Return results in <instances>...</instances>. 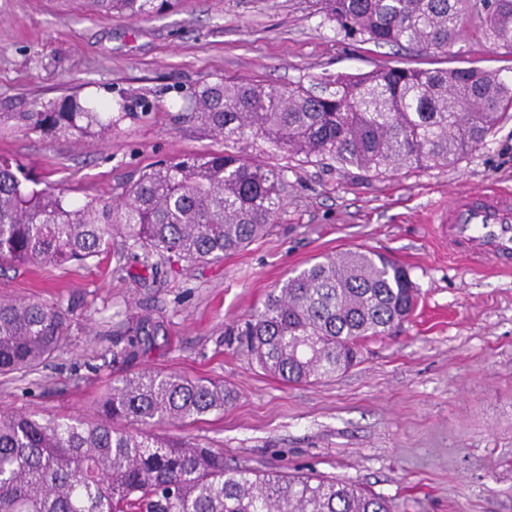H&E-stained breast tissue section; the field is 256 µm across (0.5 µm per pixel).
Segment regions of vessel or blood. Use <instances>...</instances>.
Listing matches in <instances>:
<instances>
[{
  "label": "vessel or blood",
  "instance_id": "obj_1",
  "mask_svg": "<svg viewBox=\"0 0 512 512\" xmlns=\"http://www.w3.org/2000/svg\"><path fill=\"white\" fill-rule=\"evenodd\" d=\"M448 242L474 259L512 263V194L496 187L454 194L448 205Z\"/></svg>",
  "mask_w": 512,
  "mask_h": 512
}]
</instances>
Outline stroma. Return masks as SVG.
Masks as SVG:
<instances>
[{
    "label": "stroma",
    "mask_w": 512,
    "mask_h": 512,
    "mask_svg": "<svg viewBox=\"0 0 512 512\" xmlns=\"http://www.w3.org/2000/svg\"><path fill=\"white\" fill-rule=\"evenodd\" d=\"M472 14L447 53L362 44L315 0H172L151 17L106 19L88 0H0V157L78 200L110 198L158 162L220 153L189 117L191 92L219 78L288 89L396 63L476 66L512 77V55L485 42ZM78 97L112 106V139L64 138L23 113ZM273 231L246 250L193 265L143 266L130 247L84 264L0 266V297L68 311L63 352L39 371L0 377V412L94 419L114 380L144 369L224 382L237 398L177 434L221 449L231 466L289 468L370 488L395 512H512V271L450 256L437 219L456 191L512 188V119L460 162L377 176L287 159ZM367 249L406 267L419 289L408 319L364 341L336 378L290 384L264 373L227 326L248 319L315 260ZM146 307L163 329L131 359L115 330Z\"/></svg>",
    "instance_id": "obj_1"
}]
</instances>
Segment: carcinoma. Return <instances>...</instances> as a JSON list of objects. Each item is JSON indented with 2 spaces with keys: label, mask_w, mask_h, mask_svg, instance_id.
<instances>
[{
  "label": "carcinoma",
  "mask_w": 512,
  "mask_h": 512,
  "mask_svg": "<svg viewBox=\"0 0 512 512\" xmlns=\"http://www.w3.org/2000/svg\"><path fill=\"white\" fill-rule=\"evenodd\" d=\"M106 18H140L170 0H88ZM324 20L364 43L445 53L472 13L485 41L512 54V0H316ZM191 118L224 152L162 161L116 199L37 189L0 158V261L82 263L132 243L150 258L222 260L263 238L284 206L288 167L229 148L261 140L290 157L379 175L448 166L494 136L512 114V80L477 68L389 66L338 75L320 90L219 79L191 93ZM35 128L112 138V113L76 97L35 106ZM417 300L408 270L352 250L287 278L237 331L243 351L288 383L328 380L358 362L362 341L385 335ZM67 313L0 298V376L27 374L65 348ZM162 329L149 315L117 330L116 357L138 354ZM223 384L145 369L116 380L93 421L0 412V512H393L389 501L340 480L224 464V452L154 428L221 412Z\"/></svg>",
  "instance_id": "1"
}]
</instances>
